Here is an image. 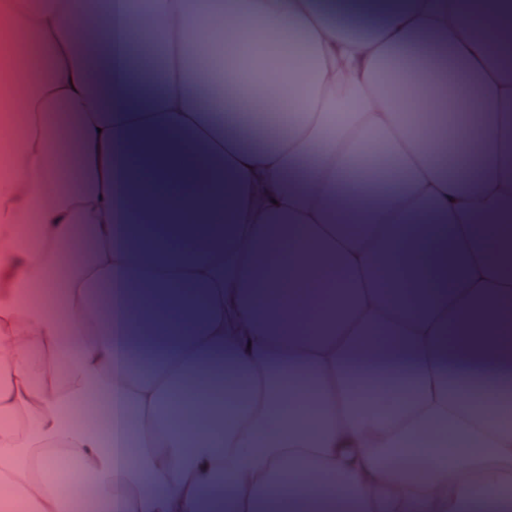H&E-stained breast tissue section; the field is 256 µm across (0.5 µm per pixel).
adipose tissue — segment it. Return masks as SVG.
<instances>
[{"label": "adipose tissue", "mask_w": 512, "mask_h": 512, "mask_svg": "<svg viewBox=\"0 0 512 512\" xmlns=\"http://www.w3.org/2000/svg\"><path fill=\"white\" fill-rule=\"evenodd\" d=\"M234 30L302 65L238 63L198 105ZM0 32L51 57L0 73V487L25 512H71L67 482L111 512H463L512 486V420L462 391L512 372V0H0ZM472 141L480 177L448 176ZM72 144L75 195L55 183ZM223 372L248 383L212 388ZM102 394L107 437L80 415ZM413 446L420 479L394 461Z\"/></svg>", "instance_id": "adipose-tissue-1"}]
</instances>
